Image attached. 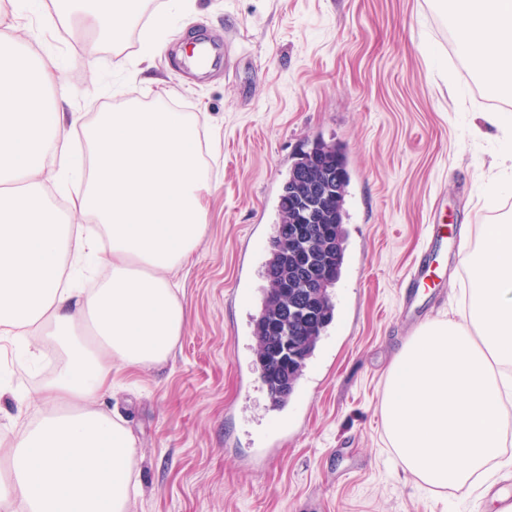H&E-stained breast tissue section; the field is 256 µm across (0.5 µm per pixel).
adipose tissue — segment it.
Wrapping results in <instances>:
<instances>
[{"instance_id":"obj_1","label":"adipose tissue","mask_w":512,"mask_h":512,"mask_svg":"<svg viewBox=\"0 0 512 512\" xmlns=\"http://www.w3.org/2000/svg\"><path fill=\"white\" fill-rule=\"evenodd\" d=\"M449 18L469 69L499 83L512 62V0H451ZM171 0H8L0 35V355L54 343L65 364L37 391L12 394L40 416L0 445V512H129L131 433L100 410L95 394L113 360L163 362L186 316L170 275L204 238L209 171L196 146L199 118L129 103L99 113L84 130L86 152L60 150L79 117L66 95L43 103L54 68L31 44L67 32L85 56L140 27L138 57L152 64L174 11ZM80 171L82 194L57 205L51 186ZM95 220L98 234L82 224ZM470 274L463 321L434 320L402 346L382 405L404 470L435 490L479 493L488 512H512L499 480L512 476L504 412L512 404V222L482 227L465 249Z\"/></svg>"}]
</instances>
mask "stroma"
<instances>
[{
  "mask_svg": "<svg viewBox=\"0 0 512 512\" xmlns=\"http://www.w3.org/2000/svg\"><path fill=\"white\" fill-rule=\"evenodd\" d=\"M447 0H196L153 68L104 44L85 64L58 38L35 52L57 68L81 123L134 101L202 115L208 232L173 275L187 327L162 364H112L99 402L133 432L129 512H484L478 495L430 491L393 458L381 405L399 345L416 329L406 286L435 252L424 320L456 314L469 287L461 246L512 218V184L488 198L508 130L473 133L512 98L455 49ZM228 44L231 67L199 78L170 55L188 34ZM343 147L351 180L336 312L299 382L304 402L273 406L254 366L262 264L281 184L315 140Z\"/></svg>",
  "mask_w": 512,
  "mask_h": 512,
  "instance_id": "1",
  "label": "stroma"
}]
</instances>
